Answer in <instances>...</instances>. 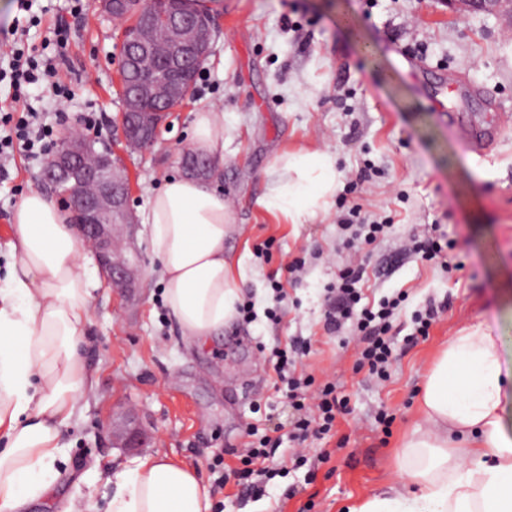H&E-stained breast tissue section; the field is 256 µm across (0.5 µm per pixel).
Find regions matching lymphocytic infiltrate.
I'll return each mask as SVG.
<instances>
[{
    "instance_id": "f902f5d3",
    "label": "lymphocytic infiltrate",
    "mask_w": 512,
    "mask_h": 512,
    "mask_svg": "<svg viewBox=\"0 0 512 512\" xmlns=\"http://www.w3.org/2000/svg\"><path fill=\"white\" fill-rule=\"evenodd\" d=\"M28 29L16 26L11 30L13 39L6 49L0 50V83H8L12 90L10 106L0 112V127L6 135L0 136V178L5 177V160L22 152L38 156L41 143L50 130L34 112L21 111L20 105L29 88L48 92L50 98L65 103L72 98L71 90L56 81L59 66V51L68 41L66 26L55 29L57 55H45L42 47L24 40ZM360 206H352L338 222L350 236L345 241L347 248L364 254L370 253L387 232L386 225L364 224L360 221ZM366 268L357 265L341 275L336 284V293L330 297L324 314V329L336 334L345 327H352L359 342L357 368L368 369L371 376L383 380L388 376V367L393 357L391 332L393 317L399 307L400 298L381 300L378 307L361 306V294L357 289ZM306 340L293 337L288 343L272 353L275 379L273 387L285 393L293 410L289 436L291 440L303 442L309 437H329L336 426V417L345 412L346 402L339 396L335 383L316 384L312 375L294 376L292 368L297 356L308 354ZM276 439L262 435L258 441L248 444L239 455L241 466L236 471L243 491L256 490V477L273 476L278 472L274 460Z\"/></svg>"
}]
</instances>
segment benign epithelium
<instances>
[{"mask_svg": "<svg viewBox=\"0 0 512 512\" xmlns=\"http://www.w3.org/2000/svg\"><path fill=\"white\" fill-rule=\"evenodd\" d=\"M504 0H446L453 12L494 13ZM131 0H95L94 6L112 18L130 7ZM170 33L169 51L156 57V74L140 79L135 71L144 56L153 53L152 34L156 26ZM125 57L118 75L122 85H130L123 98L120 118L122 143L131 149L146 150L156 143L165 117L161 106L180 100L185 88L194 84L201 65L212 51V20L199 16L183 0H175L168 13L136 10L132 24L122 33ZM90 139L66 137L47 152L41 183L65 182L69 191L62 203L79 214L81 236L95 257L109 284L126 288L136 266L129 253L137 220L128 205L131 183L127 173L112 159V151L99 153L94 168L83 165ZM121 447L140 448L146 436L137 427L120 434Z\"/></svg>", "mask_w": 512, "mask_h": 512, "instance_id": "benign-epithelium-1", "label": "benign epithelium"}]
</instances>
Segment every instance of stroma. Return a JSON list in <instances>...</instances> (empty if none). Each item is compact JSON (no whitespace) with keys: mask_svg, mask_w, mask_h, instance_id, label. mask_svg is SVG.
<instances>
[{"mask_svg":"<svg viewBox=\"0 0 512 512\" xmlns=\"http://www.w3.org/2000/svg\"><path fill=\"white\" fill-rule=\"evenodd\" d=\"M215 11L213 51L195 94L171 110L155 145L126 159L136 189L130 205L146 213L166 179L183 175L193 114L210 107L224 120V161L215 184L233 210L224 254L240 264L238 301L254 321L233 316L222 335L197 345L181 336L164 301L145 228H138L140 274L134 288L101 283L90 307L85 363L96 380L71 426L58 464L61 479L31 512H65L69 503L106 492L108 466L160 452L199 471L216 512H347L398 480L396 450L420 420L424 376L437 352L462 328L483 324L500 338L512 362V123L500 127L489 156L460 141L463 127L494 124L512 113V12L456 17L440 0H222ZM69 61L59 80L73 102L34 107L72 133L80 111L101 113L98 137L112 143L121 101L116 82L122 26L87 8L71 19ZM439 70L481 88L478 96L443 97L426 78ZM446 98L448 113L435 111ZM302 148L336 161V194L326 209L291 223L267 211L276 157ZM0 183V269L13 210L39 188L40 161L18 154ZM391 228L366 258L342 244L336 216L345 199ZM441 237L455 248L425 261L411 241ZM273 241L270 256L257 245ZM303 259L290 278L279 321L268 318L269 277ZM366 263V301L401 296L394 320V358L387 380L356 367L350 331L327 335L324 298L341 270ZM438 315L428 336H414V317L427 306ZM310 340L305 373L334 382L347 401L329 439H282L277 456L302 451L306 465L265 481L261 497L237 496L234 484L216 491L247 441L250 425L288 432L293 410L272 387V348L289 337ZM392 418L390 427L380 414ZM135 419L149 434L145 449L116 448L112 431ZM332 449L318 462L321 449Z\"/></svg>","mask_w":512,"mask_h":512,"instance_id":"stroma-1","label":"stroma"}]
</instances>
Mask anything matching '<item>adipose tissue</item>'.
<instances>
[{
    "label": "adipose tissue",
    "instance_id": "obj_1",
    "mask_svg": "<svg viewBox=\"0 0 512 512\" xmlns=\"http://www.w3.org/2000/svg\"><path fill=\"white\" fill-rule=\"evenodd\" d=\"M192 147L224 157V123L195 112ZM268 209L315 215L336 191V162L302 149L279 157ZM144 221L160 267L165 303L182 336L206 343L223 334L237 299L224 255L231 206L212 180H166ZM12 261L0 281V512H25L59 473L63 433L93 388L82 346L90 324L92 256L68 213L46 193L24 195L12 214ZM500 339L480 328L451 337L423 385V423L397 452L400 486L349 512H512V425L504 399L512 366ZM108 512H212L195 468L161 454L128 459L108 475Z\"/></svg>",
    "mask_w": 512,
    "mask_h": 512
}]
</instances>
